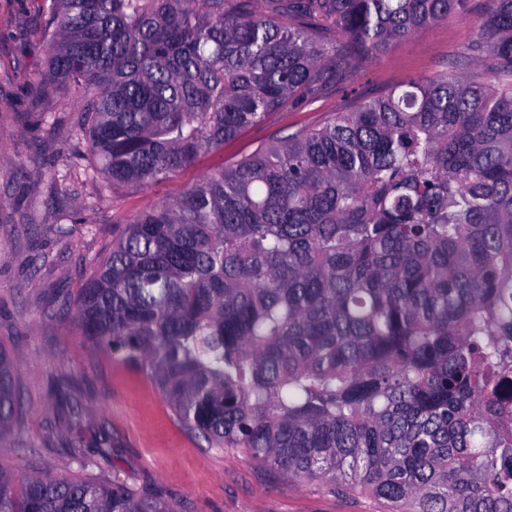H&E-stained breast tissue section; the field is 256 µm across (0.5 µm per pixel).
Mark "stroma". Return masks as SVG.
<instances>
[{"label":"stroma","instance_id":"obj_1","mask_svg":"<svg viewBox=\"0 0 512 512\" xmlns=\"http://www.w3.org/2000/svg\"><path fill=\"white\" fill-rule=\"evenodd\" d=\"M487 0L390 43L370 61L349 59L343 75L312 102L271 113L224 148L147 188L112 186L91 172L77 95L36 90L44 68V0H0V347L16 361L20 411L0 446V469L22 476L106 480L179 512H379L364 494L289 482L278 471L207 441L179 424L141 370L79 336L69 315L51 316L58 290L77 296L125 224L159 200L179 197L202 175L257 147L323 124L415 76L448 67L473 33ZM44 263L33 264L35 255ZM85 413L70 420L72 409ZM84 448L87 462L71 447Z\"/></svg>","mask_w":512,"mask_h":512}]
</instances>
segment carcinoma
<instances>
[{
	"label": "carcinoma",
	"instance_id": "cac0c4a2",
	"mask_svg": "<svg viewBox=\"0 0 512 512\" xmlns=\"http://www.w3.org/2000/svg\"><path fill=\"white\" fill-rule=\"evenodd\" d=\"M488 2L448 71L153 203L57 313L211 448L383 512H512V0ZM464 8L51 0L37 88L81 92L96 168L144 188ZM14 371L0 348V444ZM0 512L176 509L0 470Z\"/></svg>",
	"mask_w": 512,
	"mask_h": 512
}]
</instances>
